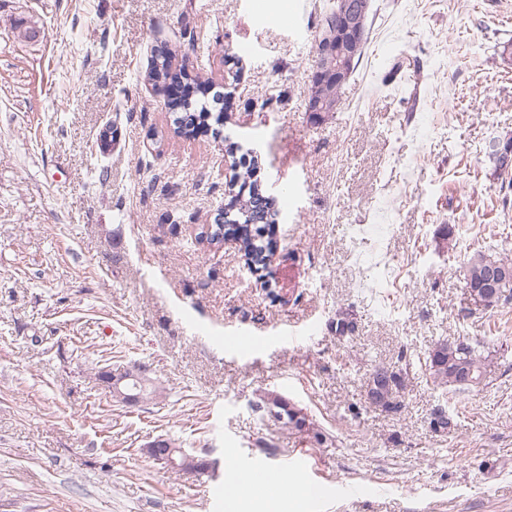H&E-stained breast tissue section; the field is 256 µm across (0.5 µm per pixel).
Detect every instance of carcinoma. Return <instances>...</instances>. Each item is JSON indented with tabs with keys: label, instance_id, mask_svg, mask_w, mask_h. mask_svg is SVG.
Segmentation results:
<instances>
[{
	"label": "carcinoma",
	"instance_id": "cac0c4a2",
	"mask_svg": "<svg viewBox=\"0 0 512 512\" xmlns=\"http://www.w3.org/2000/svg\"><path fill=\"white\" fill-rule=\"evenodd\" d=\"M178 49L164 41L155 48V55L145 80L154 85H163L176 90L167 104L172 112H183V116L173 119L174 132L185 138H194L206 127L210 113L205 110L204 99L211 91L213 79L182 78L183 66L175 63ZM310 97L323 99L334 105L333 111L341 107V87L318 79L310 82ZM237 166L241 172L227 183L228 205L233 210L234 224L220 228L215 226L207 232L206 240L211 244H221L228 235L238 243L239 249L249 263L262 265L273 254L275 241L272 226L276 223L279 211L275 200L263 196L261 185L255 178L259 168L256 156L246 160L239 158ZM496 262L508 271L509 280L499 285L500 291L486 285L490 264ZM465 288L468 293L484 303L487 309L512 302V260H495L481 251H476L467 261ZM427 371L433 384L448 386L456 391H466L481 386L487 377L486 359L473 343L461 345L458 340L443 339L437 342L428 355ZM396 373L378 367L370 380V397L374 404L387 408L391 405L394 387L397 386ZM270 408L279 411L278 421H286L288 427L301 431L306 427V416L301 409L273 392L266 394L254 405L260 412Z\"/></svg>",
	"mask_w": 512,
	"mask_h": 512
}]
</instances>
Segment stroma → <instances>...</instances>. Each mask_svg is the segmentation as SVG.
<instances>
[{
  "mask_svg": "<svg viewBox=\"0 0 512 512\" xmlns=\"http://www.w3.org/2000/svg\"><path fill=\"white\" fill-rule=\"evenodd\" d=\"M264 4L262 21L252 0H0V512H220L227 469L251 464L326 486L284 512H512V304L464 287L475 250L512 257L489 148L512 137V0H371L321 121L306 104L331 2ZM162 41L192 74L223 68L221 135L174 134L144 79ZM402 56L415 67L393 71ZM230 141L280 210L256 273L199 238ZM459 336L490 351L487 378L445 394L426 360ZM139 362L159 397L128 407L95 379ZM378 367L400 380L387 408L368 398ZM268 392L309 428L261 421ZM158 437L211 472L163 467Z\"/></svg>",
  "mask_w": 512,
  "mask_h": 512,
  "instance_id": "stroma-1",
  "label": "stroma"
}]
</instances>
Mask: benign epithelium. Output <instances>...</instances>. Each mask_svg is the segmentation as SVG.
Masks as SVG:
<instances>
[{"label": "benign epithelium", "mask_w": 512, "mask_h": 512, "mask_svg": "<svg viewBox=\"0 0 512 512\" xmlns=\"http://www.w3.org/2000/svg\"><path fill=\"white\" fill-rule=\"evenodd\" d=\"M362 14L356 0H334L328 13L324 15L325 26L319 28L316 40V62L312 77L331 79L341 85L347 82L350 75L352 60L348 48L363 36V29L356 24V17ZM491 156L495 159L499 171L507 173L512 170V141L492 143ZM137 378V369H110L97 373L109 391L113 392L124 405H136L143 400L138 387L131 385ZM149 453L166 468L181 472L187 476H198L209 472L210 464L204 468L191 470L186 468L182 448H168L163 440L156 439L147 445Z\"/></svg>", "instance_id": "1"}]
</instances>
